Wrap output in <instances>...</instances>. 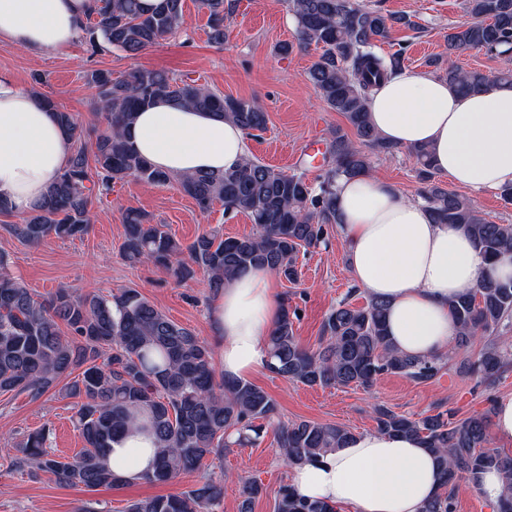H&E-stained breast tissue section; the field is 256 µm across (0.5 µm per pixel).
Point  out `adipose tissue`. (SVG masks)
Segmentation results:
<instances>
[{
    "instance_id": "obj_1",
    "label": "adipose tissue",
    "mask_w": 512,
    "mask_h": 512,
    "mask_svg": "<svg viewBox=\"0 0 512 512\" xmlns=\"http://www.w3.org/2000/svg\"><path fill=\"white\" fill-rule=\"evenodd\" d=\"M97 0H0V45L34 56L61 53ZM379 136L402 147L429 146L437 174L474 192L512 185V84L469 94L442 78L401 70L370 100ZM133 148L172 174L220 172L247 153L244 132L210 112L161 99L138 113ZM71 142L40 98L0 71V201L24 215L67 166ZM336 203L352 278L387 304V330L403 355L424 358L458 334L450 303L487 276L512 277V260L488 263L452 224H437L422 203L378 177L339 178ZM280 313L274 276L254 268L218 295L212 326L225 376L242 378L267 361L266 337ZM152 437L137 432L113 442L105 462L126 482L151 471ZM290 483L311 500L351 512H421L439 489L432 454L413 436L375 430L314 461L290 468Z\"/></svg>"
}]
</instances>
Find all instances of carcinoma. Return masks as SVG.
Returning <instances> with one entry per match:
<instances>
[{"instance_id": "cac0c4a2", "label": "carcinoma", "mask_w": 512, "mask_h": 512, "mask_svg": "<svg viewBox=\"0 0 512 512\" xmlns=\"http://www.w3.org/2000/svg\"><path fill=\"white\" fill-rule=\"evenodd\" d=\"M296 22L293 42L278 46L287 56L311 45L321 54L309 70L314 88L334 112L343 114L364 152L345 135L330 144L331 161L316 183L302 174H289L245 157L220 173L173 176L155 168L134 151L127 133L136 112L157 98H169L193 109L215 112L249 133L266 127L268 116L254 100L224 96L194 79L165 71L134 69L120 78L95 69L86 74L96 96V115L106 129L95 140L72 115L50 97L39 98L73 141L66 169L33 212L10 233L27 245L49 238H73L88 233L92 195L112 183L135 177L158 187L176 184L200 208L224 203L227 214L244 213L258 231L250 236L224 238L205 231L184 245L162 224L126 213L124 253L133 262L149 260L170 270L179 280L201 270L214 291L254 267H267L280 278H297L296 258L302 248L324 242L326 225L338 223L335 182L370 171V154H391L396 146L384 142L368 121L372 91L402 70L406 45L389 55L374 51L390 38L395 26L412 27L405 16L392 17L354 0H286ZM208 15L209 39L221 46L235 12V0H200ZM184 0H161L151 12L140 0H101L82 22L79 37L95 47L105 43L129 55L155 45L177 31ZM470 21L451 27L444 35L448 50L484 51L509 59L512 54V0H465ZM439 76L462 92L489 82L512 83V68L495 74L464 71L445 65L437 56L427 61ZM415 159L419 194L437 224H455L484 257L496 262L512 255V224H497L461 195L436 183L432 152L425 146L409 149ZM0 256V394L24 395L37 400L53 392L77 369V379L66 387L75 399L77 425L86 448L67 461L52 455L48 432H32L17 451L22 460L40 471L53 473L59 482L85 491L117 487L122 480L105 462L106 449L121 434L143 431L155 437L158 460L145 476L151 483H169L199 469L212 454L230 445L256 441L276 414L273 399L246 379L217 374L211 347L190 328L177 324L154 307L136 289L111 298L75 295L60 288L39 300L5 271ZM386 303L371 299L363 306L343 303L332 309L322 324L318 348H305L294 332L296 312L282 303V312L268 338L267 368L292 381L313 386L368 387L384 373L427 381L439 371V355L418 359L399 354L390 343L385 325ZM460 332L457 343L467 346L490 337L469 371L491 386L509 361L504 348L511 345L500 331L512 324V281L482 280L477 288L451 303ZM66 326L69 335L61 332ZM377 430L411 434L433 454L442 482L423 512H453V493L464 481L493 470L503 493L497 512H512V454L490 447L489 414L458 419L452 411L418 420L386 407L375 409ZM353 433L339 425L300 420L276 428L275 439L285 467L305 464L344 446ZM265 492L256 481L242 486L240 512H251L254 499ZM224 495V482L199 481L178 493L134 502L127 512H214ZM276 512H335L334 506L299 497L283 484L277 491Z\"/></svg>"}]
</instances>
